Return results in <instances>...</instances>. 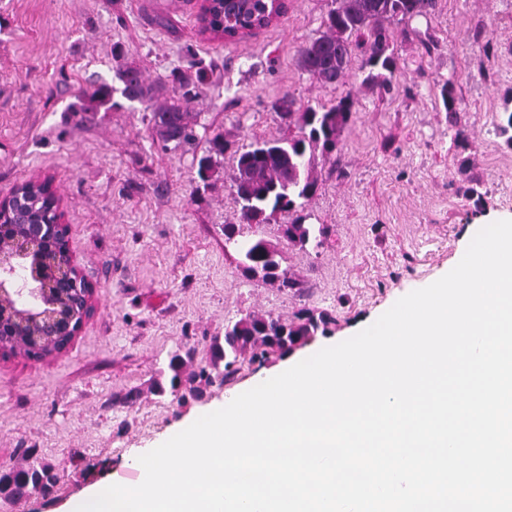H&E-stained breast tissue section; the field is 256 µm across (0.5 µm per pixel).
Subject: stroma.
<instances>
[{
    "instance_id": "stroma-1",
    "label": "stroma",
    "mask_w": 512,
    "mask_h": 512,
    "mask_svg": "<svg viewBox=\"0 0 512 512\" xmlns=\"http://www.w3.org/2000/svg\"><path fill=\"white\" fill-rule=\"evenodd\" d=\"M285 3L276 24L230 41L202 32L200 0H0V197L51 178L95 307L62 354L0 355V471L30 449L59 475L49 494L0 502V512H64L94 481L134 484L130 457L284 366L277 357L243 365L199 399L155 392L171 354L185 355L186 373L206 367L210 340L229 320L332 312L330 332L295 351L302 358L354 336L448 273L483 227L512 220V149L496 131L512 98V0H437L432 18L413 22L437 49L398 41L392 89L362 88L337 162H315L318 189L305 214L325 227L324 246L288 248L285 213L241 223L232 152L208 181L197 175L210 139L220 133L237 147L296 135L273 108L278 98L300 109L327 104L362 80L356 60L341 87L302 72L298 52L323 33L331 0ZM478 26L490 48L474 40ZM117 46L150 81L211 66L209 84L184 104L192 144L164 146L151 112L118 93ZM448 80L470 139L464 150L440 96ZM95 81L115 86L114 107L90 104ZM466 173L480 181L482 207L464 194ZM228 224L280 249L299 292L245 276L224 245Z\"/></svg>"
}]
</instances>
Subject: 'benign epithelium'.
<instances>
[{
    "label": "benign epithelium",
    "mask_w": 512,
    "mask_h": 512,
    "mask_svg": "<svg viewBox=\"0 0 512 512\" xmlns=\"http://www.w3.org/2000/svg\"><path fill=\"white\" fill-rule=\"evenodd\" d=\"M45 193L52 222L39 220L17 187L0 197V353L27 348L33 359L63 352L94 311L52 182Z\"/></svg>",
    "instance_id": "benign-epithelium-1"
}]
</instances>
